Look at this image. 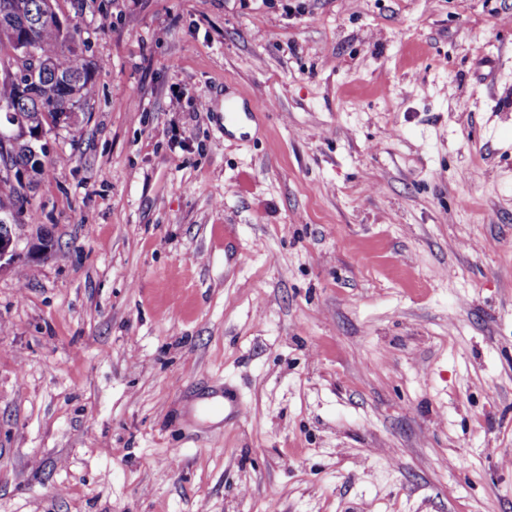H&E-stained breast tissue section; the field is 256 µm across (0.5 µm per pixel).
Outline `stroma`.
I'll return each instance as SVG.
<instances>
[{
    "label": "stroma",
    "instance_id": "1",
    "mask_svg": "<svg viewBox=\"0 0 512 512\" xmlns=\"http://www.w3.org/2000/svg\"><path fill=\"white\" fill-rule=\"evenodd\" d=\"M58 4L0 512H512V0ZM33 42L38 54L36 66L22 75L5 71L12 80L0 78V115L5 113L10 122L11 114L18 120V129L26 128L30 134L41 130L44 138L58 128L77 125L93 85L87 61L80 68L76 66L77 45L85 46L76 27L64 31L52 22L37 24Z\"/></svg>",
    "mask_w": 512,
    "mask_h": 512
}]
</instances>
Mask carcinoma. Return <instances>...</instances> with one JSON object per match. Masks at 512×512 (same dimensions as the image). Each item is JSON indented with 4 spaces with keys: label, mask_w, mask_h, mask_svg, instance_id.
Masks as SVG:
<instances>
[{
    "label": "carcinoma",
    "mask_w": 512,
    "mask_h": 512,
    "mask_svg": "<svg viewBox=\"0 0 512 512\" xmlns=\"http://www.w3.org/2000/svg\"><path fill=\"white\" fill-rule=\"evenodd\" d=\"M14 11L0 14V36L9 35L14 17L22 13L36 17L45 0H12ZM33 42L38 54L36 66L12 80L0 78V115L18 121L17 128L40 130L47 136L58 128L76 125L79 112L93 94L90 67L84 62L76 66L77 47L85 45L76 28L64 31L52 22L33 29ZM10 159L12 166L26 170V179L5 182L0 186V216L24 215L35 218L31 192L45 167L53 162L47 143L18 134L0 161Z\"/></svg>",
    "instance_id": "1"
}]
</instances>
